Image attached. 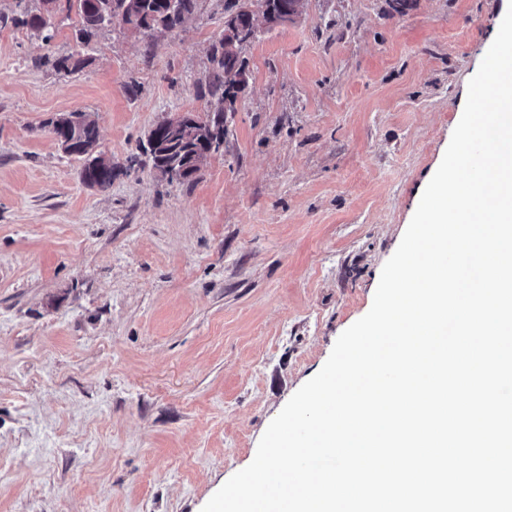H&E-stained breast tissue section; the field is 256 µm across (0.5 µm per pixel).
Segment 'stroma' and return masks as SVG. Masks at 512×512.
<instances>
[{
    "label": "stroma",
    "mask_w": 512,
    "mask_h": 512,
    "mask_svg": "<svg viewBox=\"0 0 512 512\" xmlns=\"http://www.w3.org/2000/svg\"><path fill=\"white\" fill-rule=\"evenodd\" d=\"M226 4L151 42L0 25V512H201L247 467L370 310L512 0H307L179 183L143 148L206 109ZM75 111L107 190L43 126ZM203 117V113L196 112H181L172 117H167L161 122L157 123L148 134V143L152 146L158 144L163 135H174L183 131L190 130V126L199 123L198 118ZM71 137L74 138L78 145L86 149H94L97 147L99 138L98 123L95 118L85 115L83 119L75 126L70 127ZM90 156L77 155L79 159L84 161L83 168L81 170V179L84 183L92 187H97L101 190H106L112 185V161L110 163H98L91 162Z\"/></svg>",
    "instance_id": "obj_1"
}]
</instances>
